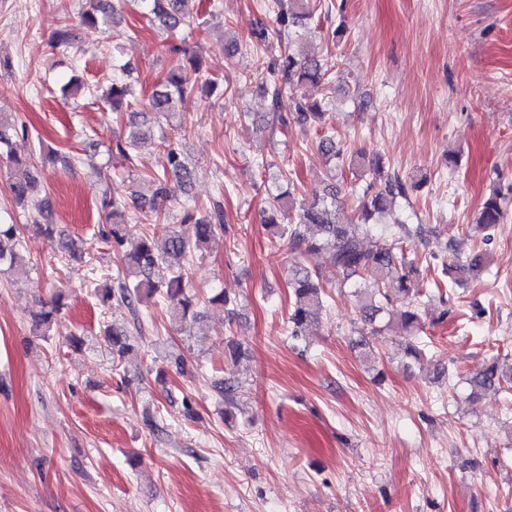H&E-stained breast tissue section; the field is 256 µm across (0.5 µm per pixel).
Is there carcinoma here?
Here are the masks:
<instances>
[{"instance_id":"obj_1","label":"carcinoma","mask_w":512,"mask_h":512,"mask_svg":"<svg viewBox=\"0 0 512 512\" xmlns=\"http://www.w3.org/2000/svg\"><path fill=\"white\" fill-rule=\"evenodd\" d=\"M125 4H133L142 10L143 16L150 25L176 34L177 30L189 23L182 11L185 0H121ZM310 0H276L275 36L288 38L297 37L298 27L311 18ZM116 12L112 0H89V7L79 15V25L88 30L97 27L98 16L111 17ZM76 34L73 24L65 23L53 33V41L58 48H69L75 41ZM257 74L263 76V91L270 100V110L278 113L282 97L289 93L294 99V112L288 117H277L283 127L293 121L300 125L325 124L328 112L324 105L310 101L304 93L307 84H320L326 79V72L320 61L312 55L295 53L281 54L271 59ZM216 84L202 67L200 59L189 57L186 62L173 67L158 84L149 99V110L156 114H166L174 107L176 99L190 96L199 90L211 88ZM129 85L112 81L107 102L112 111L132 103L128 101ZM131 131L127 140L116 141L115 147L109 151L130 162L132 154L146 142H156L166 155L168 168L153 177L154 190L151 197L146 198L134 193L129 198L106 197L102 207L108 210L107 217L112 219L107 242L114 248H121L127 242L129 225L156 224L164 215V203L175 196V190L190 183L192 172L189 163L180 148V134L161 133L154 137L153 126L147 114L130 113ZM16 131L14 125L0 119V150L6 149L10 170V189L19 200H27L34 210L45 216L50 212L49 202L33 197L37 178L34 174L35 164L29 158H21L11 149V135ZM319 150L326 156L330 170L344 173L365 163L366 155L361 152L349 154L336 145L330 137H323L318 143ZM282 182L274 185L275 191L270 193L273 199L271 215L265 223L278 229L280 236H288V244L293 251L328 253L330 262L344 279L362 274L369 270H385L398 283L396 288H388L381 281H374L367 286L353 285L354 296L359 303L360 313L364 321L370 323L380 313L389 315L388 322H396L401 329L410 334L405 339V354L418 358L420 337L415 332L422 326L418 312L417 297L419 289L415 288L414 277L417 267L414 261L407 258L403 247V238L415 239L422 243L430 240L435 230L429 224H407L395 221L398 231L381 234V241L373 248H366L363 239L378 231L373 218L387 213L399 198L407 197L406 183L398 177H386L380 184L368 185L360 198L361 222L358 224H341L336 220L339 191L331 185L313 200L299 207L294 205L290 187L293 185L288 172L281 171ZM505 211L501 194L493 192L484 200L478 218V227L484 231L493 229L503 222ZM224 226V210L219 204L213 205L212 212L199 218L194 224V238L184 237L177 231L169 233L161 242H156L152 235H142L134 242L132 249L124 254L126 276L131 283L119 285L115 292L109 287L101 289V297L108 300L112 295L129 304L134 302L149 303L157 296L169 307L175 320L200 318L194 297L188 295L185 284V270L182 261L199 251L211 239L217 228ZM16 233L13 224H0V266L7 269L25 265L24 256L13 247H6L4 240H11ZM484 266V255L471 252L455 257L452 268L459 274H470ZM290 287L293 290L294 307L289 316L293 326V335L310 320L317 317L324 308V292L319 283V274L299 263L290 267ZM111 336L112 352L119 356L125 355L131 348L129 333L120 328L106 329ZM512 383V373H499L496 363H491L477 370L469 379L471 394L479 395L489 390L502 391Z\"/></svg>"}]
</instances>
